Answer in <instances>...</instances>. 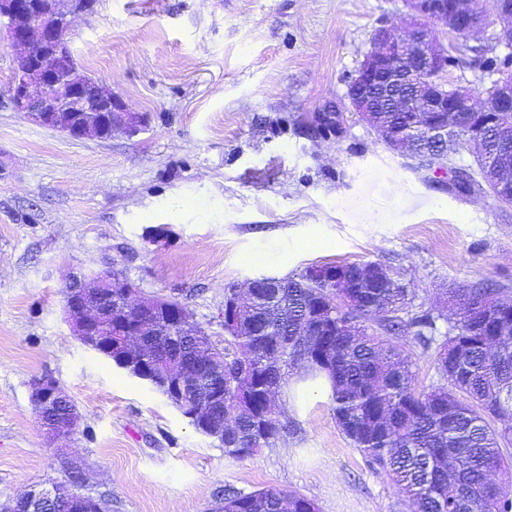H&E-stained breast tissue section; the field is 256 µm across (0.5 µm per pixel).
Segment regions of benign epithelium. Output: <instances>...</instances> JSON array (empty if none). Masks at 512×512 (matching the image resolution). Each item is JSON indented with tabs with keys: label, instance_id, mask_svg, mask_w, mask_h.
<instances>
[{
	"label": "benign epithelium",
	"instance_id": "benign-epithelium-1",
	"mask_svg": "<svg viewBox=\"0 0 512 512\" xmlns=\"http://www.w3.org/2000/svg\"><path fill=\"white\" fill-rule=\"evenodd\" d=\"M408 8L404 38H396L381 26L370 40V47L349 82L348 96L356 112L377 136L394 152L408 154L409 132L425 135L445 133L451 125L467 129L452 143L454 151L480 154L483 140L512 139V67L501 66L495 74L492 95L476 106L474 90L451 79L459 42L469 45L474 34L492 14L499 26L498 42L512 47V0H492L488 10L478 8V0H405ZM87 10L86 0H0V17L7 21L10 45L22 51L9 85V103L16 112L68 135L83 139L91 136L100 118L108 113L112 126L132 132L136 129L132 113L121 111L112 92L91 79L86 87L70 82L64 71L68 66L69 43L66 32L71 18ZM448 39L437 40L432 27ZM407 112L409 124L394 128L380 120L377 113ZM125 276L112 262L89 275L76 277L79 287L67 289L66 312L78 340L101 354L112 350V311L129 313L128 300L137 296L131 286L125 289L127 301L112 304L111 288ZM252 280L235 285L224 296V316L241 304ZM216 363L212 353L196 352L178 368L172 394L189 400L184 376L208 373ZM66 395L51 378L33 383L31 399L45 430L61 436L72 432L78 415L62 419L48 416L51 408ZM83 483L67 479L50 486L37 485L13 499L15 512H41L46 501L64 502L72 512H94L97 499L82 492Z\"/></svg>",
	"mask_w": 512,
	"mask_h": 512
}]
</instances>
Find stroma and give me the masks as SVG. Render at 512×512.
I'll use <instances>...</instances> for the list:
<instances>
[{
    "label": "stroma",
    "instance_id": "obj_1",
    "mask_svg": "<svg viewBox=\"0 0 512 512\" xmlns=\"http://www.w3.org/2000/svg\"><path fill=\"white\" fill-rule=\"evenodd\" d=\"M404 0H94L74 20L80 66L147 125L73 139L7 103L17 56L0 33V503L74 469L112 512H211L217 493L293 490L318 512H410L339 430L326 385L290 375L288 430L247 460L73 336L65 285L112 259L143 296H174L215 344L227 286L376 262L413 291L512 289V206L447 169L417 168L354 112L348 85ZM167 236L146 241V227ZM308 239L315 250L303 249ZM416 387L432 353L396 338ZM56 380L80 414L51 440L31 400Z\"/></svg>",
    "mask_w": 512,
    "mask_h": 512
}]
</instances>
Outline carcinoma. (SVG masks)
<instances>
[{
	"label": "carcinoma",
	"mask_w": 512,
	"mask_h": 512,
	"mask_svg": "<svg viewBox=\"0 0 512 512\" xmlns=\"http://www.w3.org/2000/svg\"><path fill=\"white\" fill-rule=\"evenodd\" d=\"M448 139L411 135L415 161L450 153ZM364 264H326L342 277L321 281L305 271L285 286L260 285L248 300V331L225 332L224 362L213 378H193L195 397L224 392L217 407L224 420V453L243 461L268 447L282 430L283 411L274 396L289 372L329 385L336 424L368 459L387 472L412 512H512V298L492 282L450 288L455 321L441 332L437 317L420 311L406 320L411 289L392 277L375 284ZM382 316L384 334L364 325ZM189 328L174 334L157 318L148 344L166 347L206 341L187 314ZM412 333L423 349L436 352L437 373L447 386L416 391L410 365L384 335ZM307 354L293 359V349ZM224 512H317L313 500L293 491L244 494L224 489Z\"/></svg>",
	"instance_id": "carcinoma-1"
}]
</instances>
